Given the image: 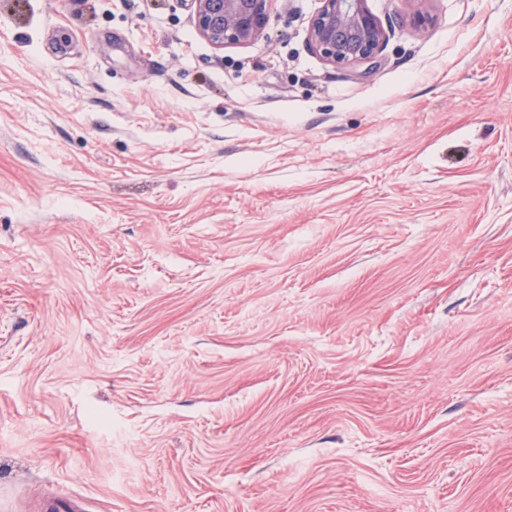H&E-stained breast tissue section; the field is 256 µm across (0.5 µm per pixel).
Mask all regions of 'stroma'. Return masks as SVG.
<instances>
[{
  "instance_id": "obj_1",
  "label": "stroma",
  "mask_w": 512,
  "mask_h": 512,
  "mask_svg": "<svg viewBox=\"0 0 512 512\" xmlns=\"http://www.w3.org/2000/svg\"><path fill=\"white\" fill-rule=\"evenodd\" d=\"M368 6L0 0V512H512V0ZM269 1L183 0L198 33L218 49L259 38L266 26ZM367 0H322L310 21L309 46L326 63L340 69L377 67L388 34Z\"/></svg>"
}]
</instances>
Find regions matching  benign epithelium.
Wrapping results in <instances>:
<instances>
[{
    "mask_svg": "<svg viewBox=\"0 0 512 512\" xmlns=\"http://www.w3.org/2000/svg\"><path fill=\"white\" fill-rule=\"evenodd\" d=\"M198 33L214 47L243 44L265 29L269 0H183ZM309 46L326 63L340 69L377 67L388 34L367 0H322L310 21Z\"/></svg>",
    "mask_w": 512,
    "mask_h": 512,
    "instance_id": "obj_1",
    "label": "benign epithelium"
}]
</instances>
